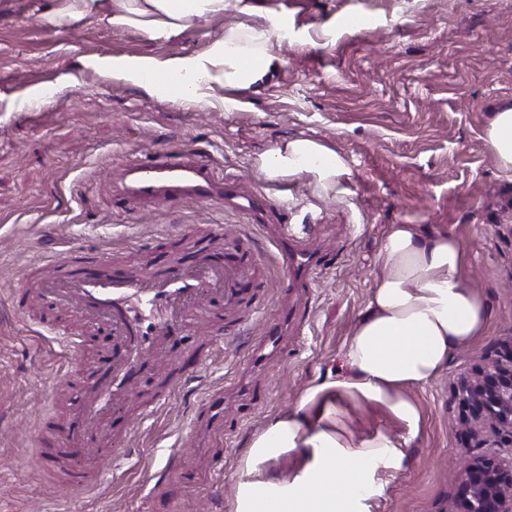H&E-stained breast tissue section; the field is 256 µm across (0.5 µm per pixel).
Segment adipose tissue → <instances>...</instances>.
I'll return each mask as SVG.
<instances>
[{"label":"adipose tissue","mask_w":512,"mask_h":512,"mask_svg":"<svg viewBox=\"0 0 512 512\" xmlns=\"http://www.w3.org/2000/svg\"><path fill=\"white\" fill-rule=\"evenodd\" d=\"M228 0H53L43 23L91 18L171 39L223 16ZM285 30L277 20L225 28L202 51L166 59L99 56L94 67L146 93L189 106L214 82L248 86L273 67L269 52ZM487 140L499 167L512 172V107L494 114ZM266 178L307 180L326 195L347 173L324 144L296 138L263 154ZM466 250L453 235L424 224L391 225L376 255L366 306L336 367L252 438L237 474L230 512H361L378 473L400 468L420 437L423 416L410 392L432 383L454 352L482 336L492 317L485 296L464 275ZM381 408L397 429L357 431L355 416ZM293 466L277 471L282 458Z\"/></svg>","instance_id":"ef3b65f1"}]
</instances>
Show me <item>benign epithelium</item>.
<instances>
[{"label":"benign epithelium","mask_w":512,"mask_h":512,"mask_svg":"<svg viewBox=\"0 0 512 512\" xmlns=\"http://www.w3.org/2000/svg\"><path fill=\"white\" fill-rule=\"evenodd\" d=\"M451 391L465 408L473 447L499 448L503 439L512 444V339L481 356L472 373L456 378ZM454 482L453 512H512V456L505 460L489 452L474 457L466 451Z\"/></svg>","instance_id":"1"}]
</instances>
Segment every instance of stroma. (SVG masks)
Listing matches in <instances>:
<instances>
[{
  "label": "stroma",
  "instance_id": "stroma-1",
  "mask_svg": "<svg viewBox=\"0 0 512 512\" xmlns=\"http://www.w3.org/2000/svg\"><path fill=\"white\" fill-rule=\"evenodd\" d=\"M50 4L0 0V512H229L248 440L336 365L392 224L458 237L465 275L493 309L486 335L414 391L421 442L403 469L378 475L366 502L368 512H448L449 464L471 445L450 382L512 339V172L485 139L494 113L512 106V0H248L251 22H286L271 48L278 65L248 87L212 85L202 108L148 96L88 61L201 51L241 20L236 7L184 37L150 41L88 18L43 25ZM302 137L336 151L349 173L328 196L306 180L287 182L279 221L323 252L324 264L299 297L303 331L253 368L254 341L283 301L286 269L272 237L220 199L129 204L121 167L159 147L190 149L238 193L271 194L278 183L260 172V156ZM203 224L215 235L211 255L246 241L244 302L223 328L204 324L168 340L159 374L199 349L203 366L165 400L151 386L126 397L123 421L99 448L109 457L102 474L71 491L68 462L43 453L84 400L102 354L88 342L90 324L45 312L40 282L70 272L80 251L104 250L138 270L159 259L169 233ZM217 389L220 428L202 409ZM256 392L264 405H254ZM119 439L128 454L112 455ZM213 456L223 473L209 469ZM176 459L202 472L195 490L184 488Z\"/></svg>",
  "mask_w": 512,
  "mask_h": 512
}]
</instances>
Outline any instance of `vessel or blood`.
I'll use <instances>...</instances> for the list:
<instances>
[{"mask_svg":"<svg viewBox=\"0 0 512 512\" xmlns=\"http://www.w3.org/2000/svg\"><path fill=\"white\" fill-rule=\"evenodd\" d=\"M123 179L128 200L237 198L235 191L225 190L212 164L194 152L174 158L160 152L151 162L127 163ZM274 238L288 270L289 292L310 284L321 267L320 257L289 233L286 225L275 227ZM106 262L101 254H84L73 272L41 284L46 298L96 326L119 348L100 366L90 394L49 451L51 457L71 461L67 483L74 489L86 488L101 471L105 460L91 450L99 446L108 421L120 413L128 386L151 373L148 355L161 350L178 328L198 318L208 316L222 323L223 306L236 302L247 275L245 264L231 260L217 264L202 246L191 264L172 262L138 277L117 266L110 275H100L98 268ZM304 325L303 315L294 306L284 307L276 323L258 338L252 351L254 364H261L267 352L277 348L284 330L299 332Z\"/></svg>","mask_w":512,"mask_h":512,"instance_id":"1","label":"vessel or blood"}]
</instances>
